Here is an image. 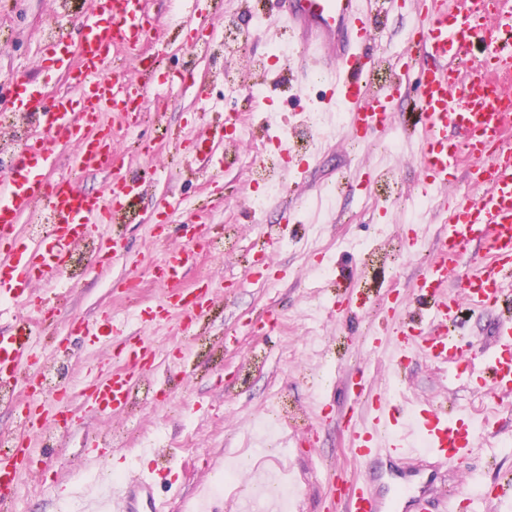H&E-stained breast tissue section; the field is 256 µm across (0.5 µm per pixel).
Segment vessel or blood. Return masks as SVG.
<instances>
[{"instance_id": "1", "label": "vessel or blood", "mask_w": 512, "mask_h": 512, "mask_svg": "<svg viewBox=\"0 0 512 512\" xmlns=\"http://www.w3.org/2000/svg\"><path fill=\"white\" fill-rule=\"evenodd\" d=\"M363 0H278L280 17L290 38L301 46L293 66L308 81L323 86L326 112L344 110L352 140L366 142L392 123L395 103L405 89L404 74L416 71L411 91L420 115L419 159L422 191L446 186L461 172L476 192L441 199L435 220L440 230L434 248L411 286L409 297L386 306V335L398 347L395 369L410 356L461 375L465 340L457 334L462 308L493 313L489 338L481 347L476 375L492 396L512 394V122L489 108L480 93L487 67L512 73V43L499 41L512 33V0H414L413 13L421 25L410 39L406 57L395 65L390 87L375 83V56L370 42L377 21ZM148 0H92L78 20L77 56L48 47L45 68L62 71L82 90L80 98L47 94L25 71L0 77L10 93L15 113L37 117L45 127L0 170V316L15 306L51 322L45 295H33L32 285L57 278L80 242H97L94 264L102 268L122 258L120 244L108 232L113 215L139 195L138 180L114 178L108 195H90L75 183L78 174L97 173L121 161L113 126L105 113L128 123L129 106L149 103L148 83L123 79L112 67L117 47L137 48L151 38ZM485 54L473 57L474 43ZM69 173L53 178L59 163ZM49 214L47 234L32 239L21 234L23 220ZM208 227L184 224L183 241L166 252L152 276L166 282L158 303L138 314L142 327L176 321L179 329L199 322L218 282L196 275ZM483 246L480 260L467 262L472 243ZM195 273L192 287L182 285ZM69 335L88 344L108 340L117 348L118 366L97 371L78 388L46 389L41 372L68 349L59 339L51 352L38 350L29 339L0 331V388L21 390L15 403L16 428L9 445L0 448V508L17 496L21 479L47 473L49 467L36 447L48 431L67 435L76 417L70 410L79 400L85 414L124 411L132 391L159 366L161 353L152 342L132 335L111 313L100 323L75 317ZM350 450L361 464L357 478L329 476L323 489L329 512H486L489 505L512 504V478L498 476L475 494L459 486V466L472 453L476 429L472 420L445 404L398 402L388 391L361 389L345 415ZM149 471H129L113 481L102 455L90 454L99 479L77 491L81 512H166L167 502L155 494L172 473L171 453L153 449ZM195 498L183 512H221L224 465L205 461L198 469Z\"/></svg>"}]
</instances>
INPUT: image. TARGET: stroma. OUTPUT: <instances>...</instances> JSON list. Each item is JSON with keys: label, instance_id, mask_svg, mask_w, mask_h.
<instances>
[{"label": "stroma", "instance_id": "1", "mask_svg": "<svg viewBox=\"0 0 512 512\" xmlns=\"http://www.w3.org/2000/svg\"><path fill=\"white\" fill-rule=\"evenodd\" d=\"M384 0H366L379 11L376 38L403 46L405 33L415 17L410 8L384 10ZM208 22L194 30L181 24L167 0H153L151 10L160 22V39L142 50L144 64L126 52L116 53L114 65L125 78L152 80L155 92L166 96L164 112L143 109L136 126L122 133L120 147L126 177H144V195L117 212L111 233L126 251L139 257L137 276L141 286L126 297L112 291L115 279L127 270L118 265L102 273L83 261L73 269V279L54 302L52 326H44L25 311H15L0 320V329L30 337L39 347L49 348L52 337L65 336L71 317L88 320L104 310L130 317L141 305L154 303L162 294L150 276V266L159 261L167 244L179 243V233L168 242L154 241L150 227L161 222L156 210L159 199L173 194L183 199L170 224L201 220L211 229L218 252L202 255L203 265L223 279L224 291L216 295L197 332L179 331L174 324L149 329L132 321L129 330L146 333L170 354L184 351L186 365L168 358L154 378L135 388L124 413L84 416L66 437L51 439L48 460L58 480L24 479L11 512H80V502L70 496L68 485L91 482L95 469L86 467L94 437L109 436L106 461L115 470L144 467L148 458L139 454L148 438L178 445L185 461H198L219 454L233 460L243 454L257 458L256 475L273 472L288 485L300 488L298 512H321L320 498L328 468L351 475L358 468L348 448L343 416L354 403L360 387L379 389L395 346L383 342L369 345V336L382 319L383 305L407 293L431 250L437 224L432 217L412 220L408 208L377 206L363 209L366 196L380 188L379 182L363 185L366 171L393 174L406 197L419 191V161L413 138L404 131L419 120L411 103L397 106L391 133L402 134L400 156L387 157L368 151L353 153L351 142L337 135L312 160V179L307 184L284 181L279 191L252 181L241 165L245 152L260 154L263 132L280 134L281 120L294 112L289 93L269 89L263 71L251 61L269 57L273 46L288 44L289 36L277 12L276 0H201ZM262 14L263 27H254L251 17ZM60 16L58 0H0V29L10 45L0 48V74L15 68L42 76L46 46L42 25ZM232 20L246 39L233 49L225 47V21ZM233 73L242 87L230 93L225 73ZM262 88L264 99L252 108L243 90ZM247 118L254 134L252 143L240 142L234 114ZM222 126L219 148L224 165L220 179L201 164L188 161L189 139ZM391 133L378 135L385 143ZM346 177L351 192H339L332 209L298 212L288 224V236L269 246L263 227L281 220L297 196L316 198L317 185ZM266 197L263 210H255L257 197ZM387 226L388 237L378 234ZM375 251L374 263L363 264L362 248ZM274 252L275 270L262 268L263 253ZM325 266L328 272L317 282L306 273ZM351 305L365 304L355 318L333 314L336 298ZM278 318L276 330L263 327L267 312ZM226 338V348L214 342ZM406 395L420 400H450L473 418H491L494 433L480 432L468 462L475 486L491 482L495 475L512 474V396L493 397L479 392L476 381L450 378L446 369L414 357L404 369ZM277 388L297 433L316 432L319 446L311 451L289 449L282 464L259 456V441H247L246 428L265 411L270 388Z\"/></svg>", "mask_w": 512, "mask_h": 512}]
</instances>
